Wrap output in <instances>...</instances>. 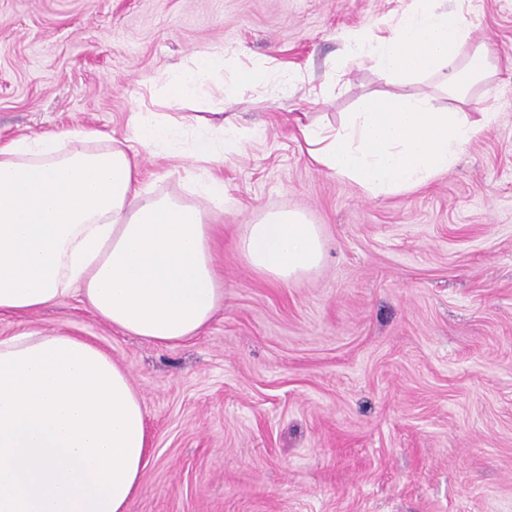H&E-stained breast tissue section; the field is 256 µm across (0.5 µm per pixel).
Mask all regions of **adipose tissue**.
<instances>
[{"label":"adipose tissue","instance_id":"1","mask_svg":"<svg viewBox=\"0 0 512 512\" xmlns=\"http://www.w3.org/2000/svg\"><path fill=\"white\" fill-rule=\"evenodd\" d=\"M466 0H410L392 21L342 37L346 61L370 64L394 86L346 113L337 128L298 121L310 160L371 198L410 191L448 171L497 112L469 107L493 69L471 42ZM234 69L264 67L202 52L163 75L180 99ZM197 158L239 153L253 136L237 113L198 115ZM181 132L165 113L140 112L134 134L154 154ZM207 207L153 195L124 142L103 133H52L0 146V315L23 316L71 293L97 318L161 346L188 341L224 304L211 220L224 209L222 179ZM238 248L256 272L288 282L325 259L317 225L296 211L244 225ZM150 446L146 411L124 369L96 345L64 333L0 340V512H130Z\"/></svg>","mask_w":512,"mask_h":512}]
</instances>
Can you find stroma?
<instances>
[{
  "instance_id": "35a3bbf8",
  "label": "stroma",
  "mask_w": 512,
  "mask_h": 512,
  "mask_svg": "<svg viewBox=\"0 0 512 512\" xmlns=\"http://www.w3.org/2000/svg\"><path fill=\"white\" fill-rule=\"evenodd\" d=\"M404 0H0V145L76 128L133 135L135 113L236 112L242 155L135 146L155 193L204 206L223 179L215 260L224 307L160 347L112 329L77 296L0 337L56 330L111 355L140 395L148 464L131 512H512V0H474L498 64V121L426 187L369 199L315 166L289 118L339 125L382 84L343 65L341 36ZM292 69L188 99L160 77L200 51ZM317 224L322 265L278 283L237 242L265 211Z\"/></svg>"
}]
</instances>
